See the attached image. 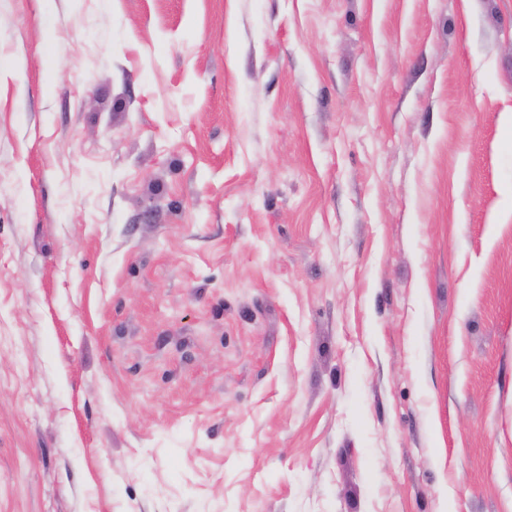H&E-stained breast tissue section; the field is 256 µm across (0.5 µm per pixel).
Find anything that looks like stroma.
I'll return each mask as SVG.
<instances>
[{"label": "stroma", "instance_id": "obj_1", "mask_svg": "<svg viewBox=\"0 0 512 512\" xmlns=\"http://www.w3.org/2000/svg\"><path fill=\"white\" fill-rule=\"evenodd\" d=\"M0 512H512V0H0Z\"/></svg>", "mask_w": 512, "mask_h": 512}]
</instances>
